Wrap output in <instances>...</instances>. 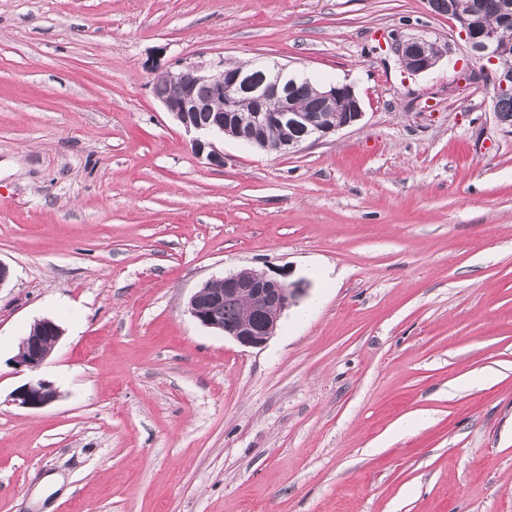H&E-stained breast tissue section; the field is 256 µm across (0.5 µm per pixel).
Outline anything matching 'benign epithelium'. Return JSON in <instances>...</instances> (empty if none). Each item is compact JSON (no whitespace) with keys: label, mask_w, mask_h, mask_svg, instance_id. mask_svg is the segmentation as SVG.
Wrapping results in <instances>:
<instances>
[{"label":"benign epithelium","mask_w":512,"mask_h":512,"mask_svg":"<svg viewBox=\"0 0 512 512\" xmlns=\"http://www.w3.org/2000/svg\"><path fill=\"white\" fill-rule=\"evenodd\" d=\"M428 3L434 12L456 18L472 54L493 65L488 70L492 98L497 100L512 94V70L496 68L500 49L482 14L477 10L459 14L455 0H428ZM392 48L403 67L414 74L433 70L444 56L437 42L426 36L396 39ZM190 74L205 84L206 93H198L188 82ZM151 76L152 83L170 89L169 93L158 96V100L186 130L205 135L227 134L256 145L255 131L272 126L280 131L277 151L282 153L299 151L309 143L355 124L363 116L361 101L347 84H331L320 92L325 116L317 118L303 111L291 96L292 88L300 81L299 73L277 62H256L248 66L222 63L204 74L197 66L155 68ZM244 98L251 103L250 116L246 119L237 115ZM201 112L210 113V117L201 120ZM192 146L208 164L224 166V154L213 143L196 138ZM220 281L224 282L222 288L202 287L195 292L188 301L187 312L202 326L220 331L246 348L264 346L285 311L305 292L301 283H290L263 269L251 270L246 278L237 273L229 274ZM226 299L243 301L260 322L224 326L222 314ZM39 326L40 334L25 337L15 359L16 364L32 371L45 364L62 336L61 328L49 319L40 321ZM55 398L53 385L40 378L29 380L12 394L16 405L33 409L44 407Z\"/></svg>","instance_id":"benign-epithelium-1"}]
</instances>
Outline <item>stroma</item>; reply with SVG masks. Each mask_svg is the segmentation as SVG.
Listing matches in <instances>:
<instances>
[{"label": "stroma", "mask_w": 512, "mask_h": 512, "mask_svg": "<svg viewBox=\"0 0 512 512\" xmlns=\"http://www.w3.org/2000/svg\"><path fill=\"white\" fill-rule=\"evenodd\" d=\"M413 35L429 73L391 49ZM222 61L364 114L209 165L150 70ZM0 262V512H512V127L427 0H0ZM244 268L321 309L261 348L188 314ZM391 47L403 67L413 74H422L433 70L445 54L437 42L426 36L394 39ZM38 324L40 334L26 336L15 359L16 364L31 371L38 370L45 364L51 350L62 336L61 328L52 320L45 319ZM56 398L53 385L44 379L34 378L21 385L12 394L13 402L24 408H41Z\"/></svg>", "instance_id": "35a3bbf8"}]
</instances>
